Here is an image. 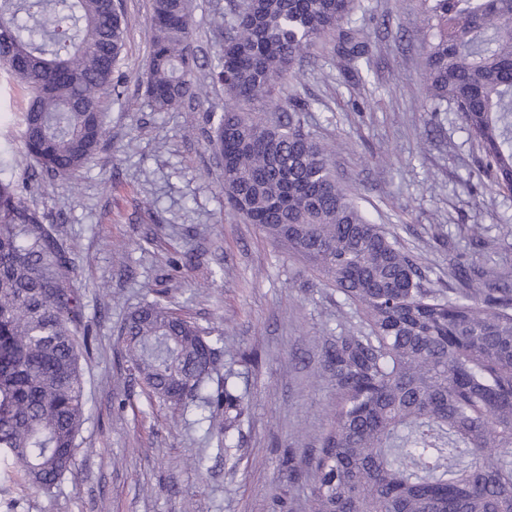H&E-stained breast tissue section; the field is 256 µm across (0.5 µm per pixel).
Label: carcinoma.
<instances>
[{
	"label": "carcinoma",
	"mask_w": 512,
	"mask_h": 512,
	"mask_svg": "<svg viewBox=\"0 0 512 512\" xmlns=\"http://www.w3.org/2000/svg\"><path fill=\"white\" fill-rule=\"evenodd\" d=\"M353 0H250L228 22L204 78L191 44L192 0H151L148 106L199 98L229 105L211 145L224 200L303 257L360 317L336 337V406L310 460L311 512H512V285L465 271V288H432L397 236L371 223L304 128L309 104L284 82L323 38L349 60L367 44L344 30ZM425 98L453 106L483 152L486 177L512 191V0H423ZM128 20L114 0H0V69L33 95L24 115L30 177L82 169L104 136L103 101ZM0 180V461L50 492L69 471L85 420L88 351L71 253ZM147 396L169 407L243 415L233 373H217L205 330L158 298L121 331ZM217 381V394H202Z\"/></svg>",
	"instance_id": "obj_1"
}]
</instances>
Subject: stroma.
<instances>
[{
	"label": "stroma",
	"mask_w": 512,
	"mask_h": 512,
	"mask_svg": "<svg viewBox=\"0 0 512 512\" xmlns=\"http://www.w3.org/2000/svg\"><path fill=\"white\" fill-rule=\"evenodd\" d=\"M114 2L132 22L119 92L105 100L100 149L75 177L37 183L12 165L30 96L0 81V179L20 184L71 251L91 338L70 473L53 494H33L0 465V512H309V461L336 402L327 354L359 319L300 256L225 209L208 146L223 89L151 111V0ZM239 3L195 0L201 64L214 63ZM352 22L367 64L348 63L330 40L286 82L310 103L306 131L432 287L460 288L462 265L512 283V193L491 188L459 113L431 111L425 100L421 0H357ZM161 291L209 330L222 369L235 374L244 420L230 454L199 410L149 401L127 360L120 330Z\"/></svg>",
	"instance_id": "35a3bbf8"
}]
</instances>
